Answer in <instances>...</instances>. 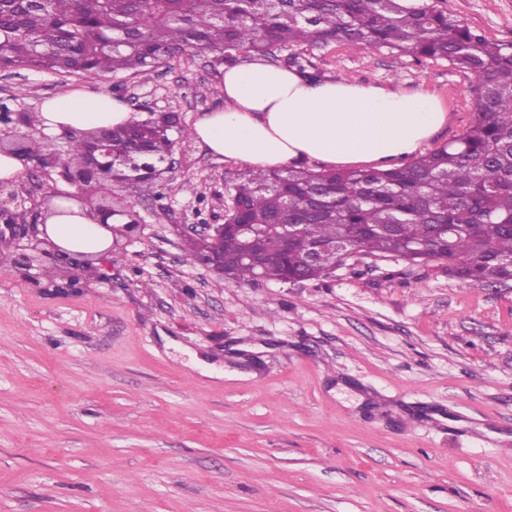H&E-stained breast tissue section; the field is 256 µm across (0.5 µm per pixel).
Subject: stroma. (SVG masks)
Instances as JSON below:
<instances>
[{"label":"stroma","mask_w":512,"mask_h":512,"mask_svg":"<svg viewBox=\"0 0 512 512\" xmlns=\"http://www.w3.org/2000/svg\"><path fill=\"white\" fill-rule=\"evenodd\" d=\"M495 47L512 0H439ZM324 80L439 97L469 127L473 75L341 45L301 50ZM199 53L138 76L0 72V106L85 86L137 119L192 128L224 103ZM176 166L127 198L143 230L76 286L19 263L48 182L25 164L0 214V512H512V282L360 259L319 281L240 286L182 250L224 221L243 162L179 140Z\"/></svg>","instance_id":"1"}]
</instances>
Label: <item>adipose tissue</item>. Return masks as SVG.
I'll list each match as a JSON object with an SVG mask.
<instances>
[{
	"label": "adipose tissue",
	"mask_w": 512,
	"mask_h": 512,
	"mask_svg": "<svg viewBox=\"0 0 512 512\" xmlns=\"http://www.w3.org/2000/svg\"><path fill=\"white\" fill-rule=\"evenodd\" d=\"M224 104L194 124L193 138L213 155L260 170L316 161L336 169H389L417 154L448 121L428 92L346 80H314L261 57L225 67ZM39 130L83 133L132 122L111 94L76 88L45 98ZM48 236L69 253H107L111 236L83 210L45 221Z\"/></svg>",
	"instance_id": "ef3b65f1"
}]
</instances>
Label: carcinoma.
I'll return each instance as SVG.
<instances>
[{"instance_id": "1", "label": "carcinoma", "mask_w": 512, "mask_h": 512, "mask_svg": "<svg viewBox=\"0 0 512 512\" xmlns=\"http://www.w3.org/2000/svg\"><path fill=\"white\" fill-rule=\"evenodd\" d=\"M397 50L448 61L478 83L470 126L456 140L391 170L251 169L229 186L224 223L259 231L252 244L232 229L215 242L186 237L183 251L222 256L237 285L306 281L330 275L307 264L315 244L356 254L437 261L477 286L512 281V49L493 48L434 0H0V68L136 76L161 62L202 51L224 64L297 47ZM186 130L173 114L91 135L62 149L45 135L34 159L81 175L89 201L110 200L112 214L161 169ZM106 141L112 168L90 170V141ZM278 224H301L283 247Z\"/></svg>"}]
</instances>
